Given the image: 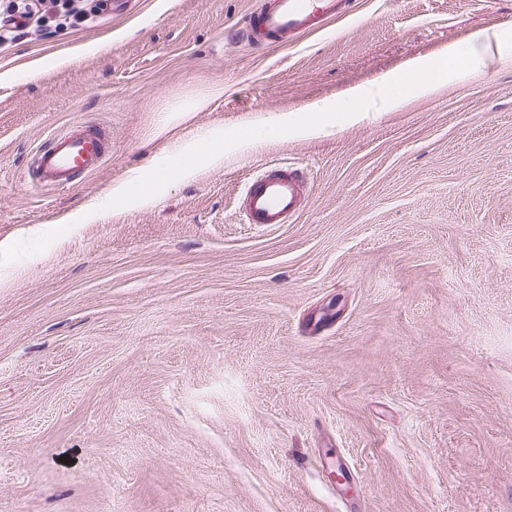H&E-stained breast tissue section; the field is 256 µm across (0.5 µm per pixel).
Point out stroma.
Listing matches in <instances>:
<instances>
[{"instance_id": "1", "label": "stroma", "mask_w": 512, "mask_h": 512, "mask_svg": "<svg viewBox=\"0 0 512 512\" xmlns=\"http://www.w3.org/2000/svg\"><path fill=\"white\" fill-rule=\"evenodd\" d=\"M256 2L131 0L0 48V512H512V0H355L261 51L233 38ZM480 32L504 61L351 120L348 89L401 92L409 59ZM215 85L189 127L241 137L223 167L59 223ZM326 99L330 134L265 125ZM80 125L106 128L103 167L32 187ZM280 163L308 207L242 223ZM224 94L223 86H219L216 88H211L206 91L198 92L187 100H185L182 104L178 105L174 109H171L167 112H176L173 118L168 122V124L163 128L161 133H165L180 124L187 122L193 115V112H202L208 109L213 102V100Z\"/></svg>"}]
</instances>
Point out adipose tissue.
Here are the masks:
<instances>
[{
	"mask_svg": "<svg viewBox=\"0 0 512 512\" xmlns=\"http://www.w3.org/2000/svg\"><path fill=\"white\" fill-rule=\"evenodd\" d=\"M489 64L486 52L479 48L471 49L453 64L444 59H412L407 69L414 73L415 79L403 92L394 94L383 86L350 90L349 98L359 105L353 116L358 119L366 112L400 109L412 98L437 94L447 85L450 71L477 76ZM334 109V104L314 102L308 105L307 116L280 114L268 119L266 126L273 133L289 128L299 135L312 137L324 132L326 123L323 115ZM235 148V142L225 139L224 129L220 126L189 136L174 137L169 152L154 168L134 172L130 179L112 184L103 199L86 203L64 215L62 221L66 224H91L103 220L111 212L152 206L157 202L165 183L189 181L195 179L203 169L223 166L225 154Z\"/></svg>",
	"mask_w": 512,
	"mask_h": 512,
	"instance_id": "1",
	"label": "adipose tissue"
}]
</instances>
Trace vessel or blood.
<instances>
[{
  "instance_id": "vessel-or-blood-1",
  "label": "vessel or blood",
  "mask_w": 512,
  "mask_h": 512,
  "mask_svg": "<svg viewBox=\"0 0 512 512\" xmlns=\"http://www.w3.org/2000/svg\"><path fill=\"white\" fill-rule=\"evenodd\" d=\"M352 0H263L240 29L250 45L262 48L273 41L295 38L349 12ZM104 131H68L53 137L35 155L34 176L57 189L72 187L78 175L96 173L106 160ZM302 168L275 166L254 178L241 197L245 223L284 224L308 204Z\"/></svg>"
}]
</instances>
